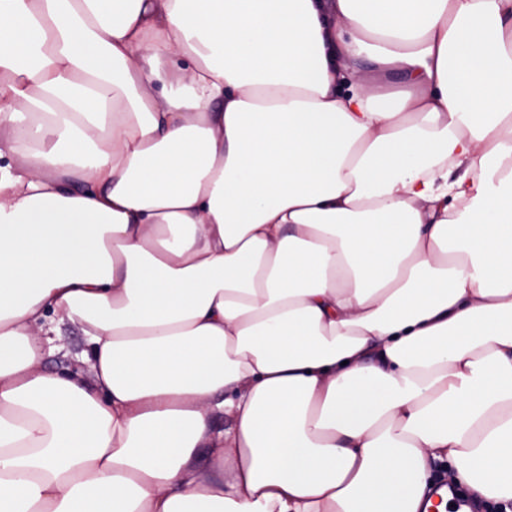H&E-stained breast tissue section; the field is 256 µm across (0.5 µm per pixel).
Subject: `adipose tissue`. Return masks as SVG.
<instances>
[{
    "instance_id": "1",
    "label": "adipose tissue",
    "mask_w": 512,
    "mask_h": 512,
    "mask_svg": "<svg viewBox=\"0 0 512 512\" xmlns=\"http://www.w3.org/2000/svg\"><path fill=\"white\" fill-rule=\"evenodd\" d=\"M0 130V512L512 500V0H0ZM55 344L61 349L47 354L42 360L41 367L46 373H80L85 379L91 380L92 373L76 355L85 348V336L76 324H67L61 329V336Z\"/></svg>"
}]
</instances>
